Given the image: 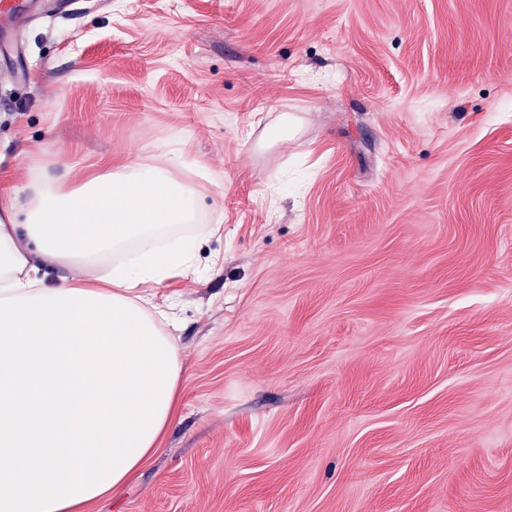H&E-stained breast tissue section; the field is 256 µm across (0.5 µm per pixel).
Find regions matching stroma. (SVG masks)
<instances>
[{
    "mask_svg": "<svg viewBox=\"0 0 512 512\" xmlns=\"http://www.w3.org/2000/svg\"><path fill=\"white\" fill-rule=\"evenodd\" d=\"M14 38L0 180L169 152L202 194L175 420L87 512H512V0H77Z\"/></svg>",
    "mask_w": 512,
    "mask_h": 512,
    "instance_id": "obj_1",
    "label": "stroma"
}]
</instances>
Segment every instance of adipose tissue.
I'll use <instances>...</instances> for the list:
<instances>
[{"label": "adipose tissue", "mask_w": 512, "mask_h": 512, "mask_svg": "<svg viewBox=\"0 0 512 512\" xmlns=\"http://www.w3.org/2000/svg\"><path fill=\"white\" fill-rule=\"evenodd\" d=\"M26 201L0 185V512H86L122 495L171 427L188 365L153 291L199 274V191L134 161L76 187L51 175ZM110 257L92 286L37 265Z\"/></svg>", "instance_id": "1"}]
</instances>
